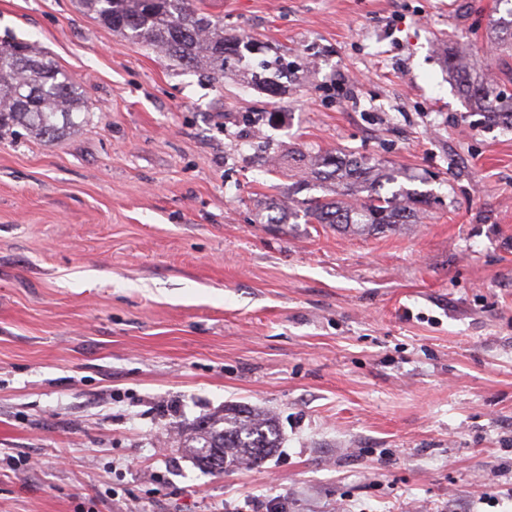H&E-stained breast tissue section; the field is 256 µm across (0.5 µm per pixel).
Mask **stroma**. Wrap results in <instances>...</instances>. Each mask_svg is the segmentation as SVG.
<instances>
[{"label": "stroma", "mask_w": 512, "mask_h": 512, "mask_svg": "<svg viewBox=\"0 0 512 512\" xmlns=\"http://www.w3.org/2000/svg\"><path fill=\"white\" fill-rule=\"evenodd\" d=\"M196 4L254 43L219 80L79 0H0V47L37 44L90 110L0 141V512H512V123L447 64L512 94L506 4ZM276 55L271 96L251 74ZM339 152L426 212L305 223ZM235 404L278 418L261 467L169 441Z\"/></svg>", "instance_id": "stroma-1"}]
</instances>
